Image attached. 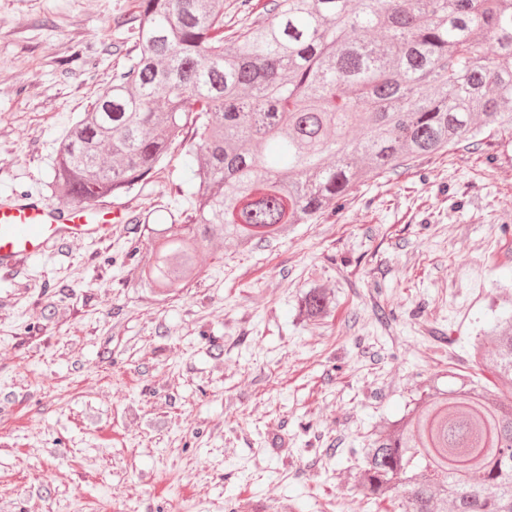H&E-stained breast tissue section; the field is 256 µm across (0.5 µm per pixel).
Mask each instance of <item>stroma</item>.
Listing matches in <instances>:
<instances>
[{"label": "stroma", "mask_w": 512, "mask_h": 512, "mask_svg": "<svg viewBox=\"0 0 512 512\" xmlns=\"http://www.w3.org/2000/svg\"><path fill=\"white\" fill-rule=\"evenodd\" d=\"M135 12L0 0V198L55 203V142L126 64ZM189 148L113 199L127 221L108 239L0 270V512H379L348 474L381 422L452 374L512 393L448 365L512 304V133L400 165L288 237L225 245L161 298L124 276L150 227L183 221ZM314 283L337 302L323 324L297 314Z\"/></svg>", "instance_id": "obj_1"}]
</instances>
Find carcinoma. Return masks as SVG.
Segmentation results:
<instances>
[{
    "instance_id": "obj_1",
    "label": "carcinoma",
    "mask_w": 512,
    "mask_h": 512,
    "mask_svg": "<svg viewBox=\"0 0 512 512\" xmlns=\"http://www.w3.org/2000/svg\"><path fill=\"white\" fill-rule=\"evenodd\" d=\"M224 24V0H138L135 54L56 142L46 186L89 206L147 182L192 136L186 217L150 231L127 276L185 288L200 253L311 224L356 185L512 132V0H268ZM333 298L309 287L299 315ZM473 361L512 381V309ZM350 480L396 512H512V397L425 389L372 433Z\"/></svg>"
}]
</instances>
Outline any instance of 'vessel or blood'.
<instances>
[{
  "label": "vessel or blood",
  "mask_w": 512,
  "mask_h": 512,
  "mask_svg": "<svg viewBox=\"0 0 512 512\" xmlns=\"http://www.w3.org/2000/svg\"><path fill=\"white\" fill-rule=\"evenodd\" d=\"M121 209L58 206L19 198L0 203V269L45 253L65 238L102 239L124 223Z\"/></svg>",
  "instance_id": "1"
}]
</instances>
